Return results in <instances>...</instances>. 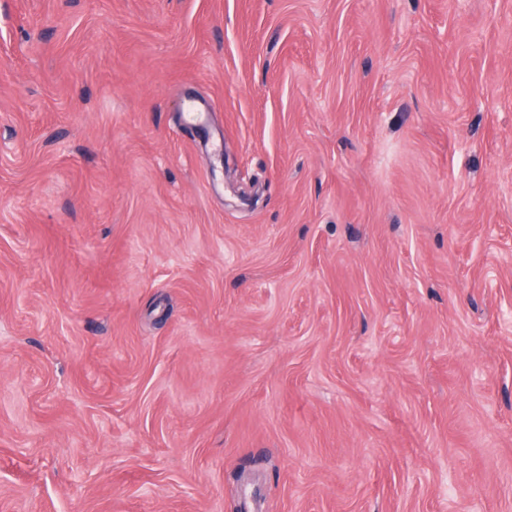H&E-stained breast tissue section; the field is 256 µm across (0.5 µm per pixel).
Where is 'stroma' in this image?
Wrapping results in <instances>:
<instances>
[{"instance_id": "obj_1", "label": "stroma", "mask_w": 512, "mask_h": 512, "mask_svg": "<svg viewBox=\"0 0 512 512\" xmlns=\"http://www.w3.org/2000/svg\"><path fill=\"white\" fill-rule=\"evenodd\" d=\"M0 512H512V0H0Z\"/></svg>"}]
</instances>
